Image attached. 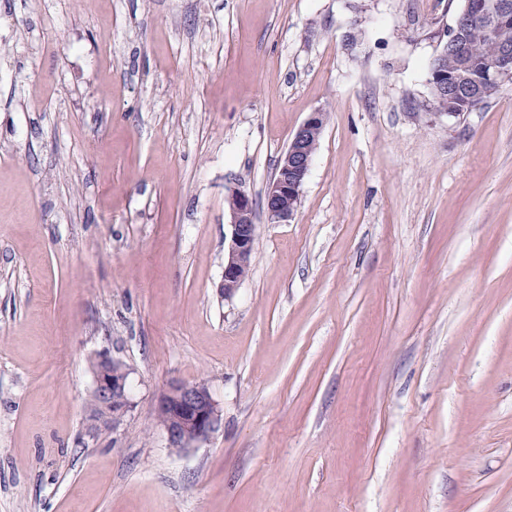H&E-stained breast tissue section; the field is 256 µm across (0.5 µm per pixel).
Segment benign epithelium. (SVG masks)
<instances>
[{"label":"benign epithelium","instance_id":"obj_1","mask_svg":"<svg viewBox=\"0 0 512 512\" xmlns=\"http://www.w3.org/2000/svg\"><path fill=\"white\" fill-rule=\"evenodd\" d=\"M471 14L483 23L490 36L496 38L502 28L512 23V0H471ZM455 49L461 59L459 70L450 75L433 65L430 74L440 93L450 98H464L473 111L484 103V93L473 84L464 45L458 42ZM510 79L512 45L505 43L486 73L485 83L500 85ZM324 125L325 113L320 110L311 112L290 138L275 176L265 189V212L270 223L287 224L295 219L313 159V144L321 136ZM227 205L230 235L224 241L221 291L229 298L250 271L254 253V209L251 196L240 188L229 194ZM98 360L102 365L112 367V374L103 370L94 378V390L112 406V419L103 425L107 429L117 425L130 408L128 372L120 361L107 355ZM157 411L168 415L161 427L170 447L178 451L208 439L221 424V415L211 392L202 383L170 384L158 399Z\"/></svg>","mask_w":512,"mask_h":512}]
</instances>
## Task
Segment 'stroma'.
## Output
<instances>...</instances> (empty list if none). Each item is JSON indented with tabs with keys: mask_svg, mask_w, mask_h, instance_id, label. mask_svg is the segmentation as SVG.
<instances>
[{
	"mask_svg": "<svg viewBox=\"0 0 512 512\" xmlns=\"http://www.w3.org/2000/svg\"><path fill=\"white\" fill-rule=\"evenodd\" d=\"M463 6L0 0V512H512V85L429 104ZM315 110L224 297L225 197ZM174 381L223 418L182 452ZM324 125L325 112H310L290 138L275 176L265 189L264 208L271 224H287L295 219L320 138L314 142L321 136ZM98 360L106 367L112 364V367L109 369V371L112 372V377L104 370L96 374L97 362L94 361L92 363V371L96 374L94 378V390L97 393L94 391L91 392L87 421L89 426H95L100 420L107 418L109 415L111 409H104L100 405L99 396L107 405L112 404V419L105 425H101L99 430H102L108 429L111 425L112 428H114L120 422L130 408V398L128 372L124 365L120 361L107 355L99 356Z\"/></svg>",
	"mask_w": 512,
	"mask_h": 512,
	"instance_id": "35a3bbf8",
	"label": "stroma"
}]
</instances>
